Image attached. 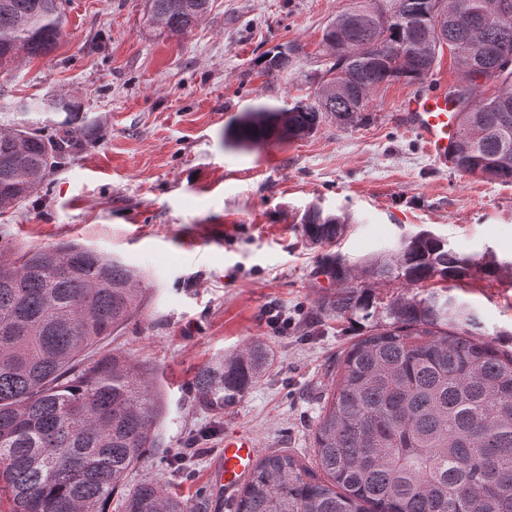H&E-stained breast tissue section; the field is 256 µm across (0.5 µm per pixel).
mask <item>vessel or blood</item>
Masks as SVG:
<instances>
[{
    "mask_svg": "<svg viewBox=\"0 0 512 512\" xmlns=\"http://www.w3.org/2000/svg\"><path fill=\"white\" fill-rule=\"evenodd\" d=\"M401 119L420 135L425 149L440 164L448 162V148L458 133L455 112L448 94L441 89L417 92L402 105ZM258 452V445L249 434L238 432L225 435L224 452L217 459L215 471L225 495L249 475Z\"/></svg>",
    "mask_w": 512,
    "mask_h": 512,
    "instance_id": "obj_1",
    "label": "vessel or blood"
}]
</instances>
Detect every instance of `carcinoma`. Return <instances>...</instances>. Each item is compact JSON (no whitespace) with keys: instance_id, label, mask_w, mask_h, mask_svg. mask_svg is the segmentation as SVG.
<instances>
[{"instance_id":"cac0c4a2","label":"carcinoma","mask_w":512,"mask_h":512,"mask_svg":"<svg viewBox=\"0 0 512 512\" xmlns=\"http://www.w3.org/2000/svg\"><path fill=\"white\" fill-rule=\"evenodd\" d=\"M512 0H353L323 32L328 51L313 93L286 106L258 105L224 131L248 147L301 140L333 120H366L370 95L395 81H423L449 49L458 79L448 102L460 116L453 168L512 184ZM149 17L187 32L209 0H148ZM67 22L63 0H0V68L43 56ZM286 46L264 60L275 76L292 65ZM79 105L17 102L1 112L0 215L34 196L65 165L79 131ZM345 214L313 205L301 235L322 249L315 274L336 289L314 314L359 326L330 372L313 437L314 477L296 459L257 460L236 512H512V352L483 338L471 305L453 294L468 280H495L512 267L492 251L466 255L420 231L354 268L333 251ZM62 264L67 276L57 274ZM0 500L9 512H203L143 480L125 484L158 445L164 395L153 372L120 352L94 362L93 349L137 313L136 269L70 241L12 258L0 247ZM397 282L388 298L376 286ZM273 366L254 340L198 369L199 402L222 411Z\"/></svg>"}]
</instances>
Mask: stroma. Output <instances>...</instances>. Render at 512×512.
Returning a JSON list of instances; mask_svg holds the SVG:
<instances>
[{
	"label": "stroma",
	"mask_w": 512,
	"mask_h": 512,
	"mask_svg": "<svg viewBox=\"0 0 512 512\" xmlns=\"http://www.w3.org/2000/svg\"><path fill=\"white\" fill-rule=\"evenodd\" d=\"M351 3L210 0L190 31L172 35L149 24L146 0H65L54 50L0 69V104L71 94L90 118L68 163L0 216V245L22 252L77 240L142 273L141 308L94 355L126 354L165 394L159 444L129 482L160 480L206 512H235L211 479L225 434L249 433L260 455L316 466L328 370L355 331L311 321L334 286L316 275L319 251L300 235L310 204L349 215L338 249L354 265L423 229L461 253L512 258V184L427 156L400 119L415 85L381 86L357 126L329 121L297 142L225 145V127L242 112L311 91L322 31ZM279 45L293 48V64L270 77L260 58ZM460 295L486 339L512 346V273L467 282ZM272 314L292 320L287 334L271 329ZM256 339L275 354L271 371L222 413L201 406L198 368ZM190 440L203 453L178 468L173 459Z\"/></svg>",
	"instance_id": "35a3bbf8"
}]
</instances>
